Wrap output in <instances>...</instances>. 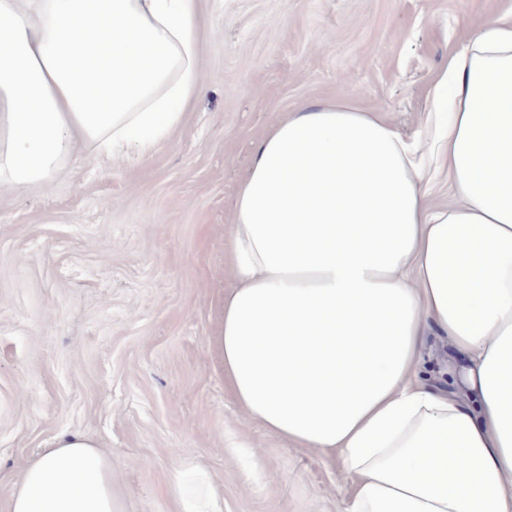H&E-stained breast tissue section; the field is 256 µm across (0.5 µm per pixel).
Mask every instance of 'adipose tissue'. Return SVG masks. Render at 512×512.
<instances>
[{"label": "adipose tissue", "instance_id": "obj_1", "mask_svg": "<svg viewBox=\"0 0 512 512\" xmlns=\"http://www.w3.org/2000/svg\"><path fill=\"white\" fill-rule=\"evenodd\" d=\"M201 0H0V192L48 187L78 150L153 154L203 91ZM433 109L453 201L419 144L348 102L267 128L239 183L214 337L245 419L339 453L345 512H512V17L448 59ZM447 337L448 382L420 380ZM180 512H219L191 460ZM9 512H116L112 459L61 434ZM425 165L428 171V175L433 176L437 165V155L428 154ZM431 193L433 201L436 204L445 206L453 201L451 192L448 187L447 170L441 169L437 176H433V181L431 183Z\"/></svg>", "mask_w": 512, "mask_h": 512}]
</instances>
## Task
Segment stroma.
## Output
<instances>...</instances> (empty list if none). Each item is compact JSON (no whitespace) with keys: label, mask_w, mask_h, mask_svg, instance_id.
Wrapping results in <instances>:
<instances>
[{"label":"stroma","mask_w":512,"mask_h":512,"mask_svg":"<svg viewBox=\"0 0 512 512\" xmlns=\"http://www.w3.org/2000/svg\"><path fill=\"white\" fill-rule=\"evenodd\" d=\"M512 0H205L204 94L152 156L77 152L0 197V512L56 435L112 457L118 512H178L169 470L217 478L222 512H343L339 457L245 421L213 327L236 186L263 130L353 101L431 141V93L462 37Z\"/></svg>","instance_id":"35a3bbf8"}]
</instances>
